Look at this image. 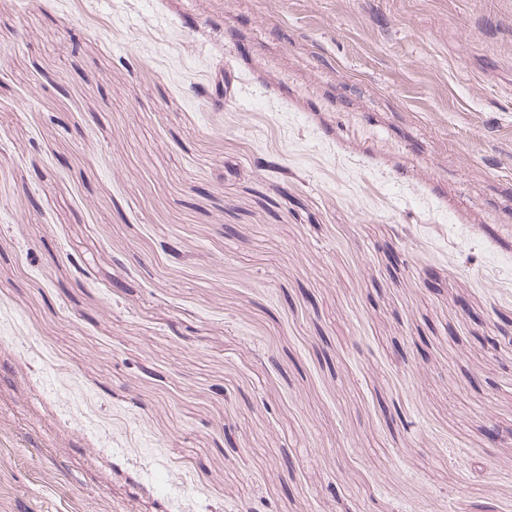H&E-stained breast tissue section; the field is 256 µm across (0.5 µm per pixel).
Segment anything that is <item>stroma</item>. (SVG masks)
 I'll use <instances>...</instances> for the list:
<instances>
[{"label": "stroma", "mask_w": 512, "mask_h": 512, "mask_svg": "<svg viewBox=\"0 0 512 512\" xmlns=\"http://www.w3.org/2000/svg\"><path fill=\"white\" fill-rule=\"evenodd\" d=\"M0 512H512V0H0Z\"/></svg>", "instance_id": "stroma-1"}]
</instances>
